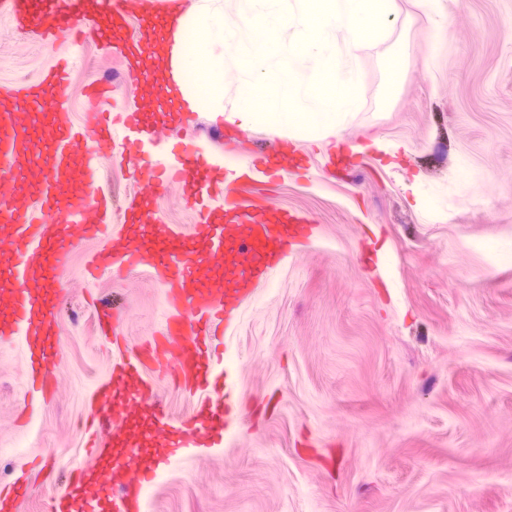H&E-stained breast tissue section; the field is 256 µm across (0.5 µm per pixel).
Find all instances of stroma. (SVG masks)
Masks as SVG:
<instances>
[{
    "mask_svg": "<svg viewBox=\"0 0 512 512\" xmlns=\"http://www.w3.org/2000/svg\"><path fill=\"white\" fill-rule=\"evenodd\" d=\"M440 42L414 0H394L400 21L367 45L360 102L344 138L380 150L343 156L335 145L292 142L259 125L209 138L212 116L192 112L145 156H294L274 179L235 181L241 194L301 218L311 233L236 310L215 343L233 386L224 435L207 453L159 466L141 512H512V0H446ZM405 44L412 65L394 79L389 55ZM67 46L21 37L0 16V94L33 82ZM124 58L88 44L60 99L86 119L84 90L114 78L106 112L159 97L124 84ZM407 143L390 160L385 147ZM112 222L140 179L119 159L96 163ZM190 231L196 207L173 184L151 202ZM102 242L81 241L62 262V355L54 396L27 385L18 339L0 341V485H34L17 512H45L72 469L91 466L84 421L114 360L165 328L168 285L149 267L89 277ZM112 309L116 337L96 331L95 307ZM173 365L146 376L171 419L195 394Z\"/></svg>",
    "mask_w": 512,
    "mask_h": 512,
    "instance_id": "35a3bbf8",
    "label": "stroma"
}]
</instances>
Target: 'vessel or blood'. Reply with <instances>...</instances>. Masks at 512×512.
Returning <instances> with one entry per match:
<instances>
[{"label":"vessel or blood","mask_w":512,"mask_h":512,"mask_svg":"<svg viewBox=\"0 0 512 512\" xmlns=\"http://www.w3.org/2000/svg\"><path fill=\"white\" fill-rule=\"evenodd\" d=\"M0 14L35 41L50 43L65 33L74 46L92 41L115 55L129 50L132 36L162 34L166 18L157 0H111L106 11L91 9L89 0H0ZM70 68V60H60L38 81L14 85L0 98V230L12 250L11 259L0 264V338H24L32 383L46 400L52 396L60 344L54 320L60 262L77 240L113 234L108 198L94 184L92 156L84 158L77 190L68 189L64 177L83 141H92L103 153L120 148L123 161L134 167L165 129L164 122H144V113L154 109L150 101L118 116L100 111L105 87L99 83L85 94L86 124H74L64 108L52 111L49 124L34 123L33 115L57 96ZM218 174L216 165L199 156L144 170L140 190L125 203L134 230L122 234L120 252L107 247L91 260L95 266L116 260L165 272L173 311L161 347L171 353L182 384L194 390L206 389L212 376V358L203 341L208 323L232 315L286 256L289 243L309 232L308 225L293 223L290 215L271 214L233 191L226 192L222 210L200 209L191 234L156 217L150 201L169 181H182L201 199L210 196ZM146 369L143 357L121 360L115 385L102 388L103 410L90 425V452L101 464L97 493H85L89 478L79 471L69 497L52 499L49 512H70L71 497L79 498L82 512H97L103 494L110 495L114 512H135L152 473L135 453H126L117 465L129 470L130 479L120 493H113L112 467L102 463L110 454L102 435L120 431L137 402L149 405L152 445L161 462L200 453L221 439L220 431H201L198 423L223 421L222 399L203 402L194 416L171 422L145 378Z\"/></svg>","instance_id":"obj_1"}]
</instances>
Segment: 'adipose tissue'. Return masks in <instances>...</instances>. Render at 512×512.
I'll use <instances>...</instances> for the list:
<instances>
[{
    "mask_svg": "<svg viewBox=\"0 0 512 512\" xmlns=\"http://www.w3.org/2000/svg\"><path fill=\"white\" fill-rule=\"evenodd\" d=\"M396 22L392 0H193L167 21L170 94L186 112L326 144L359 102L361 50Z\"/></svg>",
    "mask_w": 512,
    "mask_h": 512,
    "instance_id": "obj_1",
    "label": "adipose tissue"
}]
</instances>
